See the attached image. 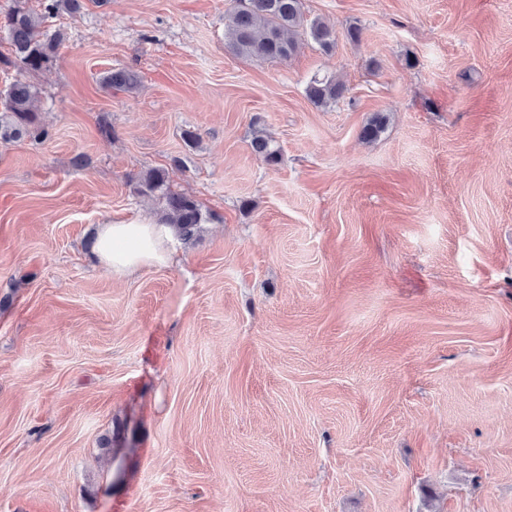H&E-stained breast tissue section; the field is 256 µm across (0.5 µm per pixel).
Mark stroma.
<instances>
[{"label": "stroma", "instance_id": "35a3bbf8", "mask_svg": "<svg viewBox=\"0 0 512 512\" xmlns=\"http://www.w3.org/2000/svg\"><path fill=\"white\" fill-rule=\"evenodd\" d=\"M303 5L336 47L283 62L232 0L53 20L50 137L0 142V512H512V0ZM153 168L211 219L119 278ZM100 82L106 89L112 91H129L138 84V78L135 72L129 69H111L103 74ZM308 100L316 107H328L343 97L344 87L332 77L314 78L306 87Z\"/></svg>", "mask_w": 512, "mask_h": 512}]
</instances>
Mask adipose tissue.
Here are the masks:
<instances>
[{
	"instance_id": "obj_1",
	"label": "adipose tissue",
	"mask_w": 512,
	"mask_h": 512,
	"mask_svg": "<svg viewBox=\"0 0 512 512\" xmlns=\"http://www.w3.org/2000/svg\"><path fill=\"white\" fill-rule=\"evenodd\" d=\"M168 224H103L98 228L96 257L113 274L130 277L150 263L168 262Z\"/></svg>"
}]
</instances>
